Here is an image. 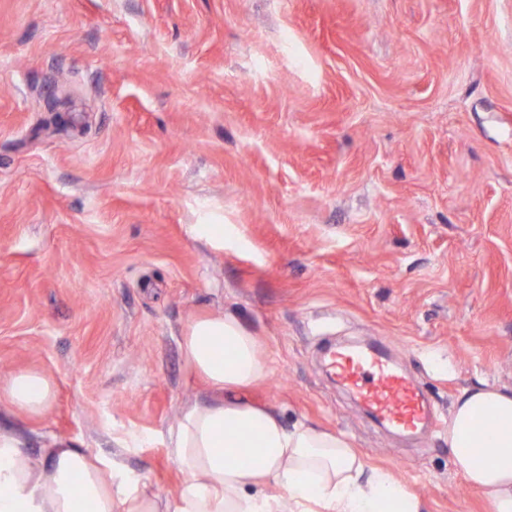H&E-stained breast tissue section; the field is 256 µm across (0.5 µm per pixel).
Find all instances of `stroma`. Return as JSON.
Returning <instances> with one entry per match:
<instances>
[{
    "instance_id": "35a3bbf8",
    "label": "stroma",
    "mask_w": 512,
    "mask_h": 512,
    "mask_svg": "<svg viewBox=\"0 0 512 512\" xmlns=\"http://www.w3.org/2000/svg\"><path fill=\"white\" fill-rule=\"evenodd\" d=\"M224 314L268 360L249 399L425 512H488L448 419L464 388L512 391V0H0V384L54 383L0 428L173 503L169 433L212 395L182 336ZM355 343L429 429L336 385L324 352ZM52 394L50 379L39 373L17 374L0 386V399L31 416L47 414Z\"/></svg>"
}]
</instances>
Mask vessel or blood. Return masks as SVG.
Segmentation results:
<instances>
[{"label":"vessel or blood","instance_id":"obj_1","mask_svg":"<svg viewBox=\"0 0 512 512\" xmlns=\"http://www.w3.org/2000/svg\"><path fill=\"white\" fill-rule=\"evenodd\" d=\"M326 364L337 383L384 426L415 432L427 425L429 411L419 389L378 348H339Z\"/></svg>","mask_w":512,"mask_h":512}]
</instances>
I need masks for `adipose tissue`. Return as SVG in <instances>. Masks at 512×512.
Wrapping results in <instances>:
<instances>
[{"mask_svg": "<svg viewBox=\"0 0 512 512\" xmlns=\"http://www.w3.org/2000/svg\"><path fill=\"white\" fill-rule=\"evenodd\" d=\"M188 367L217 396L187 406L171 437L182 480L172 512H422L389 470L368 464L342 435L307 422L286 425L247 390L268 363L231 315L192 322L182 339ZM48 377L20 373L0 399L31 416L50 409ZM453 468L488 502L512 512V392L463 389L448 420ZM0 512H159L145 481L83 448L52 447L33 457L20 436L0 429Z\"/></svg>", "mask_w": 512, "mask_h": 512, "instance_id": "obj_1", "label": "adipose tissue"}]
</instances>
